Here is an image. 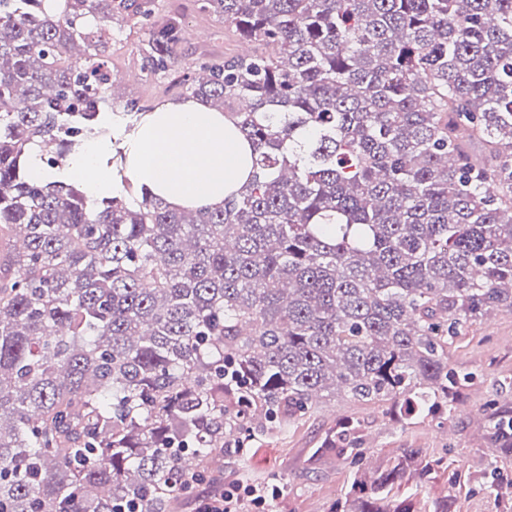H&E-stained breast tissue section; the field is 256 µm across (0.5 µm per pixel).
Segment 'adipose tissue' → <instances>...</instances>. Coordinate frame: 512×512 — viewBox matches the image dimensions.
<instances>
[{"label": "adipose tissue", "instance_id": "adipose-tissue-1", "mask_svg": "<svg viewBox=\"0 0 512 512\" xmlns=\"http://www.w3.org/2000/svg\"><path fill=\"white\" fill-rule=\"evenodd\" d=\"M124 154L125 176L175 208L223 204L252 169L248 143L223 112L191 99L168 102L147 113L125 139ZM110 155L108 145L92 141L56 173L44 168L34 151L28 171L45 182L60 175L82 179L87 193L98 197L112 190Z\"/></svg>", "mask_w": 512, "mask_h": 512}]
</instances>
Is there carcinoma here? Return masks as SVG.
<instances>
[{
	"label": "carcinoma",
	"instance_id": "1",
	"mask_svg": "<svg viewBox=\"0 0 512 512\" xmlns=\"http://www.w3.org/2000/svg\"><path fill=\"white\" fill-rule=\"evenodd\" d=\"M47 2L0 0V512H160L325 392L448 419V345L512 311V0H201L262 48L179 72L155 0ZM131 20L142 72L252 147L222 208L27 173L151 111L112 72ZM483 431L506 447L512 405ZM415 471L357 476L332 512H413L388 491Z\"/></svg>",
	"mask_w": 512,
	"mask_h": 512
}]
</instances>
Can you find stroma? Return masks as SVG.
<instances>
[{
	"instance_id": "35a3bbf8",
	"label": "stroma",
	"mask_w": 512,
	"mask_h": 512,
	"mask_svg": "<svg viewBox=\"0 0 512 512\" xmlns=\"http://www.w3.org/2000/svg\"><path fill=\"white\" fill-rule=\"evenodd\" d=\"M179 11L184 39L178 68L211 55L238 54L242 42L223 19L199 8L198 0H158L157 15ZM148 31L128 23L112 40V70L123 81L125 97L156 107L178 99L179 92L161 78L128 81L138 73ZM448 366L469 375L456 411L447 425L432 416L399 424L385 407L364 404L345 394L321 398L304 419L285 430L269 428L250 448L225 454L210 472L204 491H235L246 484L277 486L274 512H331L344 499L358 466L390 467L404 451L415 450L427 464L425 475L394 484L393 504L411 503L414 512H505V490L512 488V455L491 454L482 418L496 405L512 403V312L499 310L473 322L448 348ZM357 426L361 461L321 453L325 437L342 420Z\"/></svg>"
}]
</instances>
